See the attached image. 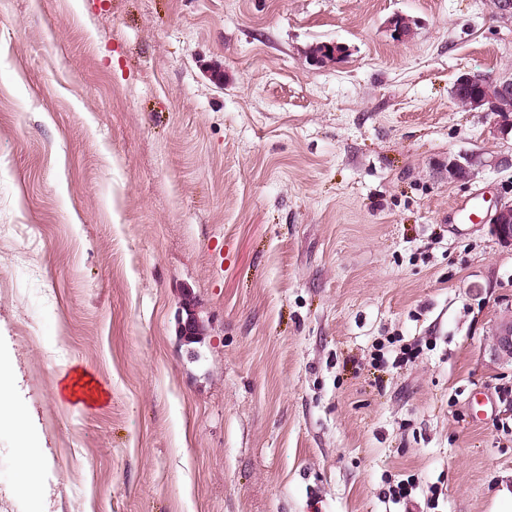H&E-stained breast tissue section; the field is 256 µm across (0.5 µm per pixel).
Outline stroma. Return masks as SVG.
Returning a JSON list of instances; mask_svg holds the SVG:
<instances>
[{"label":"stroma","instance_id":"1","mask_svg":"<svg viewBox=\"0 0 512 512\" xmlns=\"http://www.w3.org/2000/svg\"><path fill=\"white\" fill-rule=\"evenodd\" d=\"M464 73L512 76L489 0H0V351L49 512H506L512 167L442 165L512 132ZM16 466L1 429L0 512ZM474 75L464 74L457 78L451 97L455 104L468 112H483L490 117V133L504 134L512 128V78H489L472 91ZM488 163L493 164L494 166H503V167H511L512 166V156H501L496 157L493 161H485L481 158H464V161L456 157L448 158V180L454 182H463L468 181L474 177L476 174V170L478 167H483L488 165ZM484 223L500 243L512 245V201L500 200L490 208ZM491 355L499 361L512 363V310L502 315L492 329Z\"/></svg>","mask_w":512,"mask_h":512}]
</instances>
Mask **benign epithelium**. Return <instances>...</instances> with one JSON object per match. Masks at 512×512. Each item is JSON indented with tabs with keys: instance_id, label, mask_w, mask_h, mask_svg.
<instances>
[{
	"instance_id": "obj_1",
	"label": "benign epithelium",
	"mask_w": 512,
	"mask_h": 512,
	"mask_svg": "<svg viewBox=\"0 0 512 512\" xmlns=\"http://www.w3.org/2000/svg\"><path fill=\"white\" fill-rule=\"evenodd\" d=\"M476 78L464 74L457 78L451 97L455 104L468 112H482L490 117V133L503 134L512 129V78H489L480 83L479 89L472 90ZM511 167L512 156H501L491 162L481 158H448V180L468 181L474 177L478 168L488 164ZM484 223L489 232L500 243L512 245V201L500 200L490 208ZM201 335V325L194 315H188L180 324L179 336L189 343ZM491 355L502 362L512 363V310L502 315L492 329L490 344Z\"/></svg>"
}]
</instances>
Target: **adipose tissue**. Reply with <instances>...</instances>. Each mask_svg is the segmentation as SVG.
<instances>
[{
  "label": "adipose tissue",
  "instance_id": "adipose-tissue-1",
  "mask_svg": "<svg viewBox=\"0 0 512 512\" xmlns=\"http://www.w3.org/2000/svg\"><path fill=\"white\" fill-rule=\"evenodd\" d=\"M11 365L0 359V423L8 424L17 444L19 465L13 493L33 499L39 507H46L47 494L42 486L46 457L43 449L35 447L30 427L20 418L14 397L9 389Z\"/></svg>",
  "mask_w": 512,
  "mask_h": 512
}]
</instances>
